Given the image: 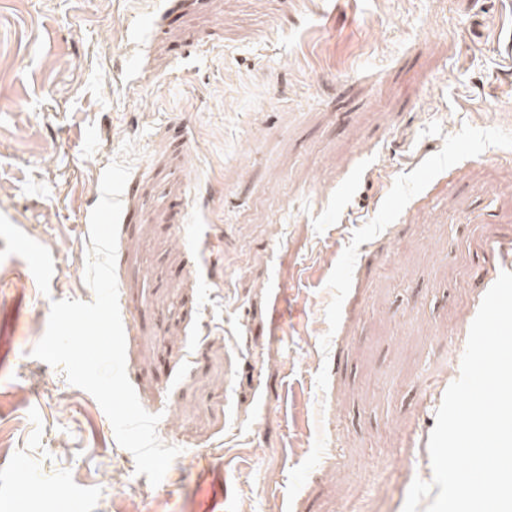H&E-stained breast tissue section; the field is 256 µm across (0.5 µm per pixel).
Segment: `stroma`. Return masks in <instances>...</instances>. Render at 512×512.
<instances>
[{
    "instance_id": "obj_1",
    "label": "stroma",
    "mask_w": 512,
    "mask_h": 512,
    "mask_svg": "<svg viewBox=\"0 0 512 512\" xmlns=\"http://www.w3.org/2000/svg\"><path fill=\"white\" fill-rule=\"evenodd\" d=\"M0 57V512H403L512 272V0H0ZM116 160L156 486L31 354Z\"/></svg>"
}]
</instances>
